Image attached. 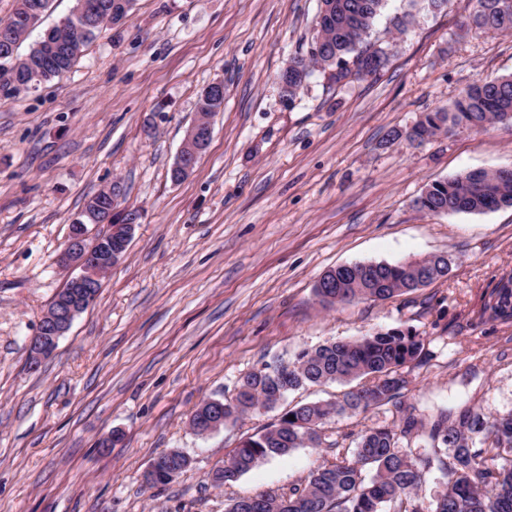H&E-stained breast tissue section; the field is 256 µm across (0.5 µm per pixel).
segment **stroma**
I'll return each mask as SVG.
<instances>
[{
    "instance_id": "stroma-1",
    "label": "stroma",
    "mask_w": 512,
    "mask_h": 512,
    "mask_svg": "<svg viewBox=\"0 0 512 512\" xmlns=\"http://www.w3.org/2000/svg\"><path fill=\"white\" fill-rule=\"evenodd\" d=\"M473 7L387 0L369 37L384 69L342 87L314 71L288 102L277 75L306 55L319 0H134L69 72L0 98V512H227L239 497L287 493L361 430L393 423L390 408L336 417L321 447L261 461L219 489L208 474L242 440L347 387L289 393L206 436L193 412L232 400L266 363L376 331L424 336L403 374L425 423L443 410H512V322L480 314L512 271V208L415 205L434 181L512 167V121L387 139L475 80L512 75V36L468 27ZM402 15L406 30L392 33ZM218 81L210 145L174 183L197 96ZM115 179L141 213L130 245L55 353L29 369L30 341L66 281L69 227ZM439 254L452 260L447 278L387 301L325 306L315 295L339 265ZM172 449L190 467L146 485L151 460Z\"/></svg>"
}]
</instances>
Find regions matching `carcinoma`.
Segmentation results:
<instances>
[{
  "label": "carcinoma",
  "mask_w": 512,
  "mask_h": 512,
  "mask_svg": "<svg viewBox=\"0 0 512 512\" xmlns=\"http://www.w3.org/2000/svg\"><path fill=\"white\" fill-rule=\"evenodd\" d=\"M11 13L0 17V87L6 97L30 93L50 78L68 71L85 47L106 27L123 23L133 0H96L107 21L83 14L86 0H75L72 11L49 29L39 42L19 53L32 28L48 10L51 0H14ZM386 0H321L317 32L309 50L307 71L286 75L289 98H294L310 78L313 67L330 69L336 84L361 78L370 67L384 66L385 54L367 38ZM476 28L512 35V0H476L471 14ZM224 110V101L205 87L196 101V114ZM512 119V76L477 80L467 86L453 107H436L413 127L414 139L423 142L441 130L465 127L484 132L495 122ZM422 210L436 214L486 213L512 207V177L499 170L475 169L432 183L421 195ZM443 257L433 255L399 263H353L326 271L315 291L323 304L371 300L384 301L419 288L423 273L431 281L446 277ZM484 311L490 317L512 320V274L501 278ZM424 339L411 330L391 329L346 342H330L304 349L288 364L274 362L246 375L235 397L224 403V422L237 421L251 412L261 398L273 408L288 393L328 382L369 383L350 390L334 402L302 404L283 413L262 433L248 437L224 466L212 472L222 486L237 481L259 461L281 457L296 448L322 445L324 424L336 417L365 413L391 405L399 423L364 430L355 439L351 455L320 465L308 481L288 494L255 495L234 500L228 512H422L417 491L425 474L438 470L444 486L431 512H512V411L486 417L463 410L458 415L440 413L425 429L412 407L404 406L407 381L401 369L418 360ZM426 433L431 452L413 457L400 449L403 438ZM187 457L179 451L159 455L151 486L171 483L167 473L181 467Z\"/></svg>",
  "instance_id": "cac0c4a2"
}]
</instances>
